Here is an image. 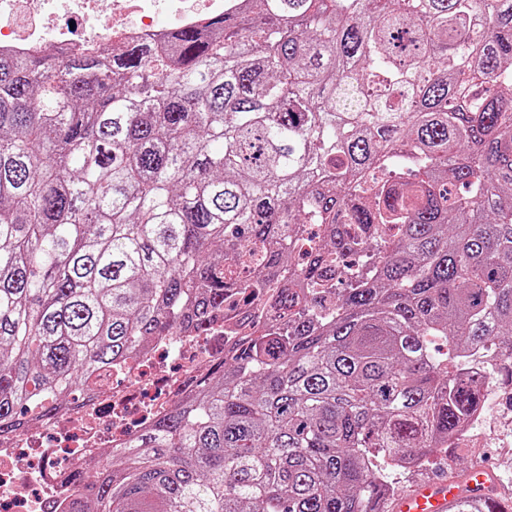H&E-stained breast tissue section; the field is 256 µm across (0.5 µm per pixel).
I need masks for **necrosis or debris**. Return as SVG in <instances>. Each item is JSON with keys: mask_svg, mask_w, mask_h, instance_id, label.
Masks as SVG:
<instances>
[{"mask_svg": "<svg viewBox=\"0 0 512 512\" xmlns=\"http://www.w3.org/2000/svg\"><path fill=\"white\" fill-rule=\"evenodd\" d=\"M225 0H0V52L67 53L174 28L223 14ZM235 343L216 317L209 335L157 340L112 370L105 387L37 418L24 435L0 437V512L61 509L75 478L111 448L168 412L193 381Z\"/></svg>", "mask_w": 512, "mask_h": 512, "instance_id": "1", "label": "necrosis or debris"}]
</instances>
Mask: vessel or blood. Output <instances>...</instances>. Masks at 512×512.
I'll return each instance as SVG.
<instances>
[{"instance_id":"b4317fda","label":"vessel or blood","mask_w":512,"mask_h":512,"mask_svg":"<svg viewBox=\"0 0 512 512\" xmlns=\"http://www.w3.org/2000/svg\"><path fill=\"white\" fill-rule=\"evenodd\" d=\"M494 479L492 469L485 465L474 466L463 482L448 477L428 479L395 499L392 512H449L464 488L471 496L486 499L490 512H512L511 505L490 496L489 488Z\"/></svg>"}]
</instances>
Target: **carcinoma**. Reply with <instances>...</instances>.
Listing matches in <instances>:
<instances>
[{"instance_id": "carcinoma-1", "label": "carcinoma", "mask_w": 512, "mask_h": 512, "mask_svg": "<svg viewBox=\"0 0 512 512\" xmlns=\"http://www.w3.org/2000/svg\"><path fill=\"white\" fill-rule=\"evenodd\" d=\"M265 289L67 512H376L512 383V0H233L0 55V435Z\"/></svg>"}]
</instances>
